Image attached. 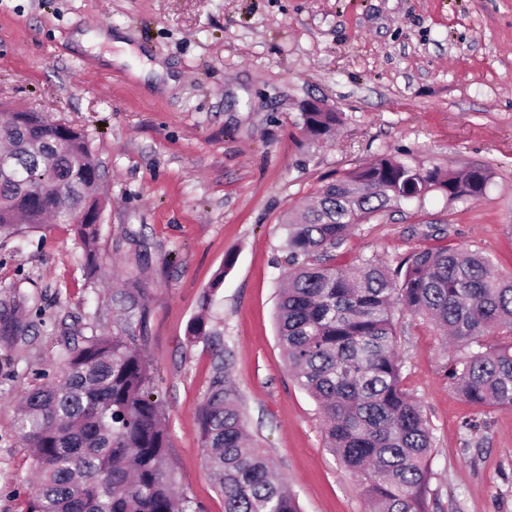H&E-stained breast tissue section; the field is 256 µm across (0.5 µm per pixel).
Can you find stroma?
<instances>
[{"instance_id":"1","label":"stroma","mask_w":512,"mask_h":512,"mask_svg":"<svg viewBox=\"0 0 512 512\" xmlns=\"http://www.w3.org/2000/svg\"><path fill=\"white\" fill-rule=\"evenodd\" d=\"M101 29L123 32V64L75 44ZM149 61L164 75L134 77ZM0 104L82 132L102 201L96 273L71 225L0 239V300L23 295L31 325L0 344V512H28L34 495L20 400L61 373L70 348L118 333L110 294L129 281L142 291L135 334L166 411L168 463L198 512H224L196 423L220 360L301 512H366L277 336L283 222L323 180L380 153L480 167L483 198L451 205L433 192L379 213L334 263L463 246L512 272V0H0ZM313 105L341 113L333 141L305 133ZM221 268L220 344L189 341ZM396 318L403 383L432 428L429 512H512V410L468 404L443 377L432 325Z\"/></svg>"}]
</instances>
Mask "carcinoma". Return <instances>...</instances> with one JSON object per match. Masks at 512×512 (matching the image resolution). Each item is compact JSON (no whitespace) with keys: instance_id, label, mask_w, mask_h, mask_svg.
<instances>
[{"instance_id":"1","label":"carcinoma","mask_w":512,"mask_h":512,"mask_svg":"<svg viewBox=\"0 0 512 512\" xmlns=\"http://www.w3.org/2000/svg\"><path fill=\"white\" fill-rule=\"evenodd\" d=\"M302 120L308 136L327 140L341 116L315 107ZM0 143L8 156L0 162V238L41 229L48 218L72 224L93 264L100 171L83 134L38 112H1ZM488 183L482 168H421L382 153L323 183L316 204L285 221L291 269L277 306L279 341L297 384L323 414L326 447L364 486L371 512H428L432 431L402 384L396 306L433 323L441 344L453 346L444 377L466 402L509 410L512 273L494 272L479 249L448 246L395 266L364 257L338 268L325 259L380 211L432 191L450 203L477 200ZM232 264L227 257L203 292L190 339L219 336L208 312ZM111 302L121 333L75 347L60 378L27 392L18 409L37 475L30 512H194L175 490L165 409L133 334L144 314L140 289L117 288ZM25 305L20 295L0 302V341L28 335L30 324L19 316ZM197 423L224 512H299L274 460L246 438L223 366L214 370Z\"/></svg>"}]
</instances>
